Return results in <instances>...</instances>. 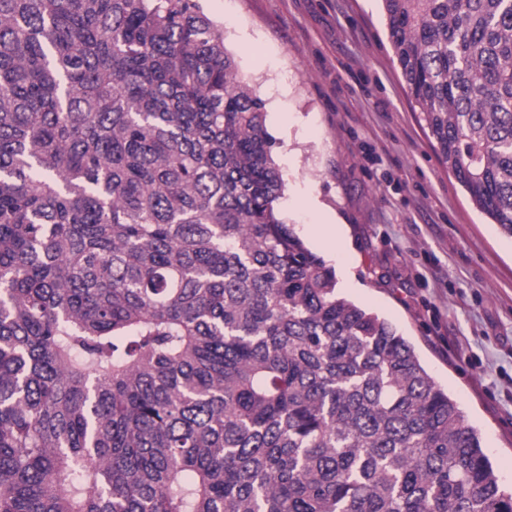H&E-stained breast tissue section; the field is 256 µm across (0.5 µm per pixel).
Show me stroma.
Listing matches in <instances>:
<instances>
[{
	"label": "stroma",
	"mask_w": 512,
	"mask_h": 512,
	"mask_svg": "<svg viewBox=\"0 0 512 512\" xmlns=\"http://www.w3.org/2000/svg\"><path fill=\"white\" fill-rule=\"evenodd\" d=\"M265 102L281 217L338 292L391 323L512 489V238L435 154L380 0H198ZM319 200L344 241L318 237Z\"/></svg>",
	"instance_id": "obj_1"
}]
</instances>
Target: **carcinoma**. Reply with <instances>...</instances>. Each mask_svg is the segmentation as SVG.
<instances>
[{
    "label": "carcinoma",
    "instance_id": "1",
    "mask_svg": "<svg viewBox=\"0 0 512 512\" xmlns=\"http://www.w3.org/2000/svg\"><path fill=\"white\" fill-rule=\"evenodd\" d=\"M512 237V0H381ZM198 0H0V512H512L461 404L280 217Z\"/></svg>",
    "mask_w": 512,
    "mask_h": 512
}]
</instances>
